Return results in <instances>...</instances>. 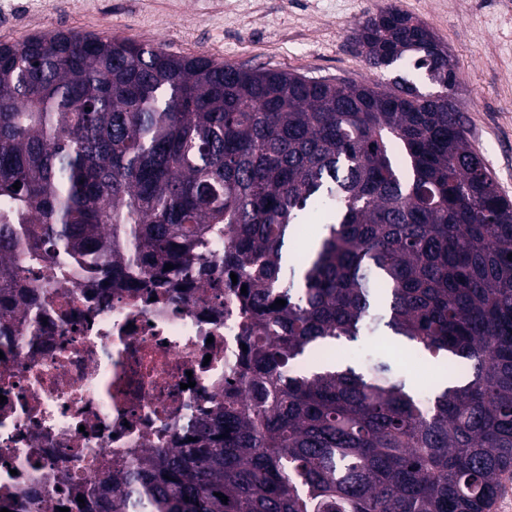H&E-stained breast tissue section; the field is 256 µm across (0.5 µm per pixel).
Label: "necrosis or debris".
<instances>
[{"label":"necrosis or debris","instance_id":"1","mask_svg":"<svg viewBox=\"0 0 512 512\" xmlns=\"http://www.w3.org/2000/svg\"><path fill=\"white\" fill-rule=\"evenodd\" d=\"M0 295V512H84L77 497L162 448L224 404L232 377L250 401L240 295L212 278L168 284L43 272Z\"/></svg>","mask_w":512,"mask_h":512}]
</instances>
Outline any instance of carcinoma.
I'll list each match as a JSON object with an SVG mask.
<instances>
[{
  "label": "carcinoma",
  "instance_id": "1",
  "mask_svg": "<svg viewBox=\"0 0 512 512\" xmlns=\"http://www.w3.org/2000/svg\"><path fill=\"white\" fill-rule=\"evenodd\" d=\"M355 41L369 67L404 60L438 90L92 34L0 42V270L156 282L199 257L209 275L226 234L227 288L247 289L251 406L224 381L197 441L144 456L88 512H488L512 471V200L471 147L433 31L392 8ZM387 331L469 371L435 379L425 407L384 355L287 371Z\"/></svg>",
  "mask_w": 512,
  "mask_h": 512
}]
</instances>
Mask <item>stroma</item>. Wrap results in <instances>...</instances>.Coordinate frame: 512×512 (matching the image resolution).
I'll use <instances>...</instances> for the list:
<instances>
[{"label": "stroma", "instance_id": "35a3bbf8", "mask_svg": "<svg viewBox=\"0 0 512 512\" xmlns=\"http://www.w3.org/2000/svg\"><path fill=\"white\" fill-rule=\"evenodd\" d=\"M499 0H0V42L53 31L147 41L180 55L313 79L390 83L353 37L395 7L424 22L460 76L468 138L512 198V14Z\"/></svg>", "mask_w": 512, "mask_h": 512}]
</instances>
